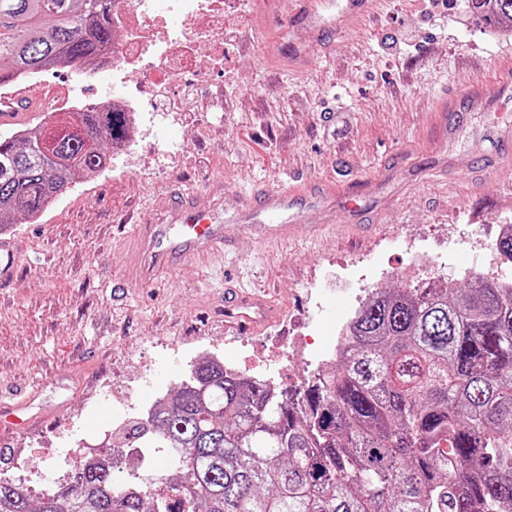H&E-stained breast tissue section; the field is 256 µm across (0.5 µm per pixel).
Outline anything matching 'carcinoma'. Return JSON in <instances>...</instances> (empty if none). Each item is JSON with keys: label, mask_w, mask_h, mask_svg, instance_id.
<instances>
[{"label": "carcinoma", "mask_w": 512, "mask_h": 512, "mask_svg": "<svg viewBox=\"0 0 512 512\" xmlns=\"http://www.w3.org/2000/svg\"><path fill=\"white\" fill-rule=\"evenodd\" d=\"M512 23V0H467ZM112 0H0V80L102 62ZM0 136V225L36 218L127 139L123 112H76ZM153 424L173 452L163 496L113 494L102 460L32 498L0 478V512H512V284L380 291L333 371L298 390L193 366Z\"/></svg>", "instance_id": "cac0c4a2"}]
</instances>
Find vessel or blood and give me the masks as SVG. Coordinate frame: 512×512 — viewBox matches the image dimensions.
Segmentation results:
<instances>
[{"label":"vessel or blood","mask_w":512,"mask_h":512,"mask_svg":"<svg viewBox=\"0 0 512 512\" xmlns=\"http://www.w3.org/2000/svg\"><path fill=\"white\" fill-rule=\"evenodd\" d=\"M278 14L301 23L304 40L289 38L282 50L290 63L304 67L311 56L310 43L334 36L354 20L368 17L379 0H272ZM44 92L27 86L6 85L0 91V125L29 120L45 109ZM351 185L326 184L315 190L305 184L279 183L260 192L225 194L223 184L211 189L210 208H200L192 192L186 191L163 200L153 220L137 222L130 235L133 248V277L149 284L159 273L168 272L192 259L214 258L232 250L242 234L261 244L282 245L294 240L297 225L307 227L315 238L352 222L350 208H337V199L348 196ZM317 223H310V213ZM233 330H246L259 319L268 318L271 301L267 291L241 293L226 304Z\"/></svg>","instance_id":"vessel-or-blood-1"}]
</instances>
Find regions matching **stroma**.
Listing matches in <instances>:
<instances>
[{"mask_svg": "<svg viewBox=\"0 0 512 512\" xmlns=\"http://www.w3.org/2000/svg\"><path fill=\"white\" fill-rule=\"evenodd\" d=\"M224 14L223 69L186 73L168 91L173 111L130 127V151L97 176L73 179L38 220L0 231L20 250L0 285V400L22 403L34 420L24 434L0 429V473L21 487L61 471L78 447H125L130 427L113 422V404L131 391L149 407L155 389L173 392L193 365L223 355L225 289L272 288V317L246 332L235 357H259L269 381L291 391L307 374H280L268 339L305 289L324 288L315 319L330 333L348 300L430 283L432 256L461 285L479 271L512 281L498 250L499 225L512 224V182L493 175L512 166L502 140L512 103L492 107L469 94L475 83L493 87L512 59L511 27L477 20L466 0L435 8L382 0L377 15L316 48L294 75L267 58L286 19L260 0H224ZM444 95L456 106L443 126L435 109ZM440 144L449 156L476 158V168L444 173L461 193L426 176ZM219 179L228 193L354 181L368 231L314 244L301 232L273 249L243 237L229 255L151 285L128 280L127 214L186 189L209 205L205 189ZM25 449L32 468L14 471Z\"/></svg>", "mask_w": 512, "mask_h": 512, "instance_id": "stroma-1", "label": "stroma"}]
</instances>
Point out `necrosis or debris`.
Masks as SVG:
<instances>
[{
  "instance_id": "obj_1",
  "label": "necrosis or debris",
  "mask_w": 512,
  "mask_h": 512,
  "mask_svg": "<svg viewBox=\"0 0 512 512\" xmlns=\"http://www.w3.org/2000/svg\"><path fill=\"white\" fill-rule=\"evenodd\" d=\"M181 20L179 34L167 26L168 14ZM113 45L105 55L112 66L114 111L136 125L147 112L160 111L165 87L194 69L198 60L223 65L224 45L213 32L224 28V0H115Z\"/></svg>"
}]
</instances>
